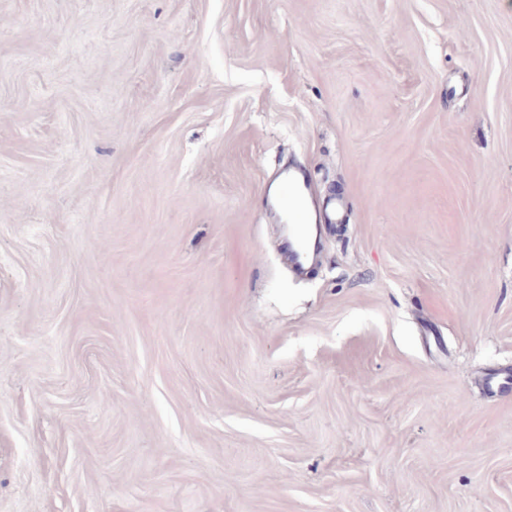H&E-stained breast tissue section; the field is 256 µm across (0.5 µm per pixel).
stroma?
I'll return each instance as SVG.
<instances>
[{
	"label": "stroma",
	"mask_w": 512,
	"mask_h": 512,
	"mask_svg": "<svg viewBox=\"0 0 512 512\" xmlns=\"http://www.w3.org/2000/svg\"><path fill=\"white\" fill-rule=\"evenodd\" d=\"M500 371L512 0H0V512H512ZM307 193L313 199V191L310 183L304 176H289L287 177L281 187L280 202L285 206H290L293 209V224H298V232L302 236L306 231V224H310V218L307 212L297 206L300 197Z\"/></svg>",
	"instance_id": "35a3bbf8"
}]
</instances>
